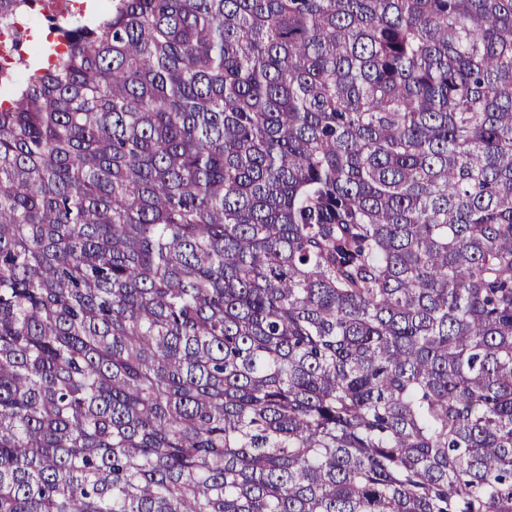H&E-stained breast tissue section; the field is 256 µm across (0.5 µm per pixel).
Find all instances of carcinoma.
<instances>
[{
    "mask_svg": "<svg viewBox=\"0 0 512 512\" xmlns=\"http://www.w3.org/2000/svg\"><path fill=\"white\" fill-rule=\"evenodd\" d=\"M46 20L0 68V512H512V0Z\"/></svg>",
    "mask_w": 512,
    "mask_h": 512,
    "instance_id": "obj_1",
    "label": "carcinoma"
}]
</instances>
